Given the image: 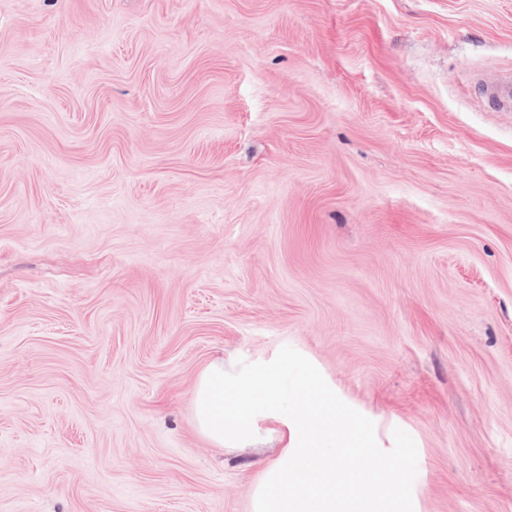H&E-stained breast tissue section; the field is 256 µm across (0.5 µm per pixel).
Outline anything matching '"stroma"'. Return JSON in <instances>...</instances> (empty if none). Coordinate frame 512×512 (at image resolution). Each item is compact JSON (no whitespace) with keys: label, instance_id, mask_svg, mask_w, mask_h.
I'll use <instances>...</instances> for the list:
<instances>
[{"label":"stroma","instance_id":"1","mask_svg":"<svg viewBox=\"0 0 512 512\" xmlns=\"http://www.w3.org/2000/svg\"><path fill=\"white\" fill-rule=\"evenodd\" d=\"M512 0H0V512H252L208 360L288 345L512 512ZM485 83L490 105L501 112H512V72H497Z\"/></svg>","mask_w":512,"mask_h":512}]
</instances>
